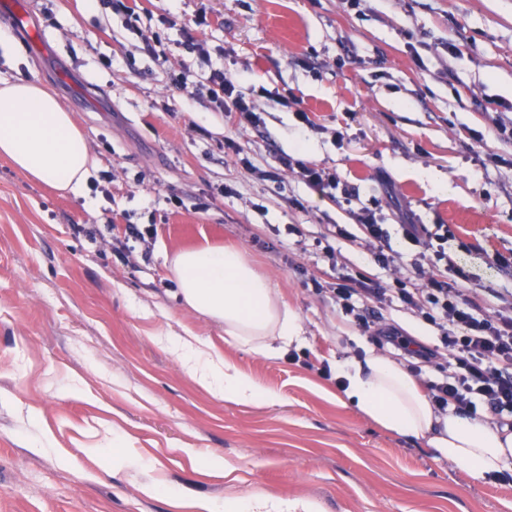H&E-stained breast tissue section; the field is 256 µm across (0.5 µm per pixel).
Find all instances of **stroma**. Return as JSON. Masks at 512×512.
Instances as JSON below:
<instances>
[{"label": "stroma", "instance_id": "obj_1", "mask_svg": "<svg viewBox=\"0 0 512 512\" xmlns=\"http://www.w3.org/2000/svg\"><path fill=\"white\" fill-rule=\"evenodd\" d=\"M24 2L40 39L0 18L16 40L0 44V83L37 77L83 131L90 180L109 185L77 198L0 157V512H195L196 499L249 495L321 512H512V479H472L343 403L325 370L371 341L309 285L335 283L339 264L384 284L413 276L402 224H444L464 288L512 316V142L494 131L512 125V0H138L149 47L103 5ZM203 9L206 61L183 46ZM213 69L250 91L259 126L210 102L199 83ZM285 154L336 172L357 202L287 171L256 178ZM368 200L401 267L335 233ZM130 222L157 234L126 239ZM205 244L242 249L270 278L301 319L307 363L248 352L184 307L165 258ZM374 310L434 344L399 301ZM188 335L277 403L209 394L160 342ZM118 436L136 466L112 462ZM211 456L224 475L206 470Z\"/></svg>", "mask_w": 512, "mask_h": 512}]
</instances>
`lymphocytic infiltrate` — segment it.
<instances>
[{"instance_id": "1", "label": "lymphocytic infiltrate", "mask_w": 512, "mask_h": 512, "mask_svg": "<svg viewBox=\"0 0 512 512\" xmlns=\"http://www.w3.org/2000/svg\"><path fill=\"white\" fill-rule=\"evenodd\" d=\"M206 82L212 103L237 125L258 122L250 99L223 71H210ZM358 228L376 263L388 267L397 262L399 255L390 244L389 232L378 224L369 206L360 208ZM402 230L419 260L432 267L425 283L406 277L388 288L358 270L338 276L329 291L346 313L355 315L374 343L391 345L408 356L407 369L412 375H420L422 363L433 364L438 377L425 386L436 410L444 412L452 406L472 419L485 412L499 419L512 417V319L479 315V303L456 282L460 269L445 264L444 252L435 249L433 234L425 225L406 224ZM395 299L437 329L435 346H425L364 313L365 304Z\"/></svg>"}]
</instances>
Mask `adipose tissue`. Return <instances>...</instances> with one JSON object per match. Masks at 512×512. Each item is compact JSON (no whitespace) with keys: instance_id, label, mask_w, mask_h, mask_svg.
I'll use <instances>...</instances> for the list:
<instances>
[{"instance_id":"ef3b65f1","label":"adipose tissue","mask_w":512,"mask_h":512,"mask_svg":"<svg viewBox=\"0 0 512 512\" xmlns=\"http://www.w3.org/2000/svg\"><path fill=\"white\" fill-rule=\"evenodd\" d=\"M0 156L28 179L82 196L92 165L86 138L58 99L35 80L0 84ZM168 271L183 305L223 327L225 336L267 357L301 346L304 328L282 303L268 277L241 250L200 247L180 251ZM192 378L213 397L270 406L277 397L249 375L225 363L200 336H170ZM346 401L384 429L424 441L437 459L472 478H497L512 460V430L456 411L441 414L410 373L389 356L366 349L337 363ZM204 512H319L311 500L283 501L255 495L204 504Z\"/></svg>"}]
</instances>
